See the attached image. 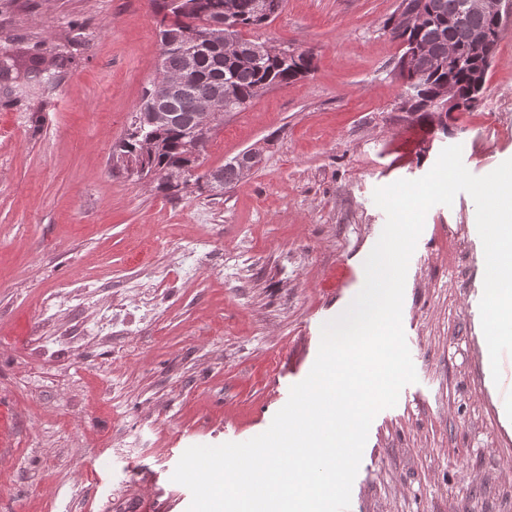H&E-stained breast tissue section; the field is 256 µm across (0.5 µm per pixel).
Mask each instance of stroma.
<instances>
[{"label": "stroma", "instance_id": "stroma-1", "mask_svg": "<svg viewBox=\"0 0 512 512\" xmlns=\"http://www.w3.org/2000/svg\"><path fill=\"white\" fill-rule=\"evenodd\" d=\"M398 0H287L247 39L312 54L310 73L225 118L202 170L256 149L223 195L179 197L113 170L156 77L150 0H0L20 70L69 51L52 83L0 100V404L16 453L0 512H187L171 476L194 445L266 431L310 372L321 327L362 289L386 215L376 188L415 180L459 142L483 176L512 159V22L479 106L447 133L401 109ZM211 259L179 256V239ZM405 282L410 402L374 418L349 512H512V354L493 379L479 304L485 256L467 193L426 214ZM163 276L150 336H104L115 302Z\"/></svg>", "mask_w": 512, "mask_h": 512}]
</instances>
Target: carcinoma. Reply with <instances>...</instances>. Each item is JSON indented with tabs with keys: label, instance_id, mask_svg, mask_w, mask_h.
<instances>
[{
	"label": "carcinoma",
	"instance_id": "1",
	"mask_svg": "<svg viewBox=\"0 0 512 512\" xmlns=\"http://www.w3.org/2000/svg\"><path fill=\"white\" fill-rule=\"evenodd\" d=\"M254 0H152L155 13L161 16L160 42H165L171 33L189 32L195 40L180 42L162 49L163 69L168 74L179 72L188 55L193 56L195 74L188 89L182 95L167 101L166 108L175 114L174 123L162 130L145 126L138 117L133 120L126 135L115 145L112 157L128 156L137 163L154 171L160 177L158 187L176 196L188 186V181L172 187L167 178L187 163L188 151L185 135L196 122L201 105L213 99L219 100L220 111L238 112L266 89L286 84L297 77V62H288L277 55H268L255 60L250 48L255 41L243 37L242 31L268 23L281 11L284 0H268L267 13L259 15L253 8ZM461 0H409V6L422 13L421 23L412 30L401 29L389 22L393 39L405 45L404 51L420 48L413 54L412 68L408 79L415 80L416 101L402 110L416 120H436L429 111L428 102L448 83L458 86L463 110L467 111L479 101L480 95L472 92L471 76L480 67V59L472 50L475 35L494 33V23L485 14L470 13L461 23L448 25V19L459 12ZM232 12L236 37L241 39V55L230 57L224 49L208 44L203 39L213 23L224 20ZM456 46L464 58L461 65L448 67V44ZM41 78L48 83L54 75L43 76L36 71L32 75L20 76L12 54H0V93L9 97L21 81ZM223 180L205 184L215 196L224 193V188L240 180L242 172L231 159L219 167Z\"/></svg>",
	"mask_w": 512,
	"mask_h": 512
}]
</instances>
